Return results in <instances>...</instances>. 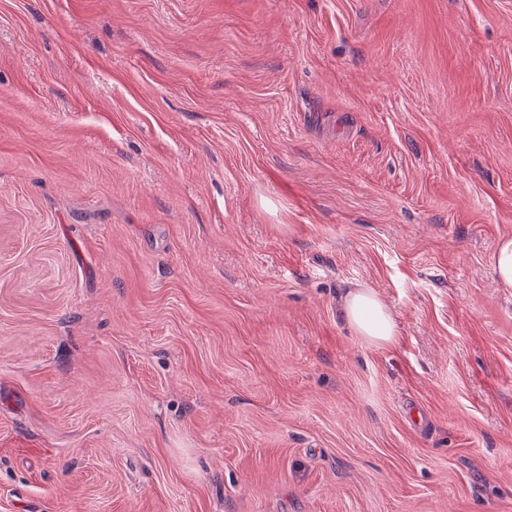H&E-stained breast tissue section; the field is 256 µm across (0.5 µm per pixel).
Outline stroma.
I'll use <instances>...</instances> for the list:
<instances>
[{
  "label": "stroma",
  "mask_w": 512,
  "mask_h": 512,
  "mask_svg": "<svg viewBox=\"0 0 512 512\" xmlns=\"http://www.w3.org/2000/svg\"><path fill=\"white\" fill-rule=\"evenodd\" d=\"M504 236L512 0H0V512H512ZM492 266L500 288L512 289V237L501 238L492 255ZM341 309L348 325L367 344L384 347L394 342L397 336L394 316L373 288L363 284L346 288Z\"/></svg>",
  "instance_id": "1"
}]
</instances>
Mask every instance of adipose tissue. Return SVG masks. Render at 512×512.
I'll use <instances>...</instances> for the list:
<instances>
[{
  "label": "adipose tissue",
  "instance_id": "adipose-tissue-1",
  "mask_svg": "<svg viewBox=\"0 0 512 512\" xmlns=\"http://www.w3.org/2000/svg\"><path fill=\"white\" fill-rule=\"evenodd\" d=\"M341 309L348 325L367 344L383 347L394 342L397 334L394 316L373 288L363 284L346 288Z\"/></svg>",
  "mask_w": 512,
  "mask_h": 512
}]
</instances>
